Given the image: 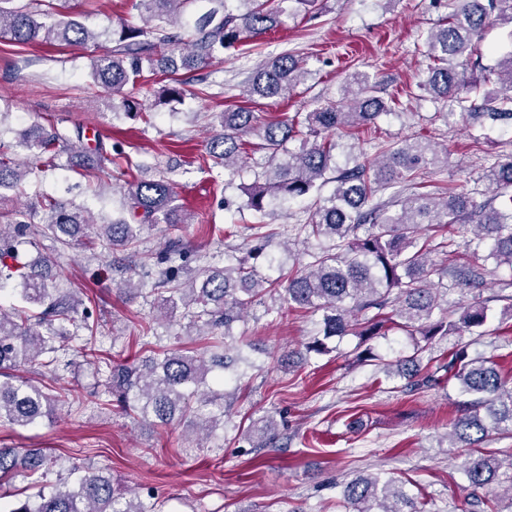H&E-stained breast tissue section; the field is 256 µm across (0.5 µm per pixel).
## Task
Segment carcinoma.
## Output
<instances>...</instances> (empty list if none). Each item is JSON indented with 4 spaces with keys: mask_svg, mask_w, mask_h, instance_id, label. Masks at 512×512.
I'll return each mask as SVG.
<instances>
[{
    "mask_svg": "<svg viewBox=\"0 0 512 512\" xmlns=\"http://www.w3.org/2000/svg\"><path fill=\"white\" fill-rule=\"evenodd\" d=\"M196 0H135L138 21L123 19L116 29L112 52L92 58L94 81L112 93L142 72L143 63L158 67L174 83L171 93L187 92L178 79L181 69L204 66L217 50L252 41L285 23L290 12L307 9L314 0H237V11L224 0L201 15L190 34L184 23ZM447 20L426 36L431 63L423 71L418 89L443 103L457 105L475 121L512 122V51L501 60L497 91L483 89L490 77H469L475 45L483 27L495 15L512 25V0H450ZM58 0H0V37L27 45L39 42L57 47L87 45L94 35L74 18L54 19ZM303 61L284 54L253 72L247 92L260 98L281 97L304 80ZM497 102L491 112L466 111L460 90ZM395 102L375 95V85L365 74L347 80L336 103L306 114L304 122L284 120L262 123L246 110L217 115L220 130L210 138L208 155L214 164L235 171L245 138L255 137L252 148L264 152L261 172L245 189L244 207L260 217L268 215L273 201L281 203L316 193L308 221L291 227L294 236L317 241L310 260L299 265L286 281L270 279L260 267L268 260L269 240L276 233L259 223L247 255L222 268L200 264L194 277L181 280L187 267L184 249L175 246L155 255L139 248L141 230L152 224H190L191 214L175 204L174 188L165 178L124 180L119 185L128 217L98 223L92 213L51 196L40 200L42 223L28 221L24 208L4 209L8 192L19 190L27 169L17 159L14 145L0 140V290L11 289L22 308L0 306V426L30 428L52 418L58 408L83 403V386L60 393L49 383L14 374L38 363L53 371L60 340L83 336L81 354L86 365L106 377L105 393L121 408L154 426H168L187 415L198 417L196 427L212 434L227 416V394L209 388L208 375L229 369L242 360L238 347L228 343L233 324L244 317L262 292H280L284 303L322 312L320 329L306 349L316 354L332 351L329 343L353 335L365 349L357 361L369 362L367 343L385 334L390 322L409 336L421 352L420 341L449 339L464 332L482 335L489 308L475 300L463 307L458 319L442 309L448 294L444 279L453 276L460 287H476L488 269L448 268L428 259L427 245L418 243L421 230L441 224L471 226L476 245H484L485 260L512 268V206L505 210L490 200L477 202L470 193L448 189L437 200L430 195L403 196L398 188L414 185L427 170L448 163V151L428 143L404 139L382 147L377 158L359 153L352 166L336 167V140L349 137L389 113ZM300 140L296 149L287 147ZM20 145L34 162L53 166L62 151L82 153L84 129L60 127L55 122L36 123L20 134ZM99 165L83 177L112 176V168L132 165L121 149L108 153L103 141L93 148ZM334 172L329 177L327 173ZM482 178L497 188L512 187V154H500L483 169ZM334 183L329 195L320 191ZM392 191L388 201L374 197ZM51 238L62 248L82 245L88 249L103 241L114 251L134 258L132 271L143 278L156 277L169 295H158L154 307L169 318L188 321V331L210 338V355L166 349L146 363L117 361L112 353L96 348L98 323L90 321L91 306L52 279L57 262L50 256L28 259L25 246L36 238ZM392 308L391 315L382 311ZM448 379L460 392L476 399L463 402V413L452 423L451 436L464 456L463 471L475 489L512 493V454L508 460L496 453H476L489 431L512 433V386L504 381L489 357L468 358L462 349H451L445 366ZM47 465L37 449L0 448V487L17 478L34 476ZM73 479L43 484L34 497L17 500L6 512H155L138 497L127 499L113 480L98 469H73ZM344 502L351 512H420L417 502L392 478L357 476L345 484Z\"/></svg>",
    "mask_w": 512,
    "mask_h": 512,
    "instance_id": "carcinoma-1",
    "label": "carcinoma"
}]
</instances>
